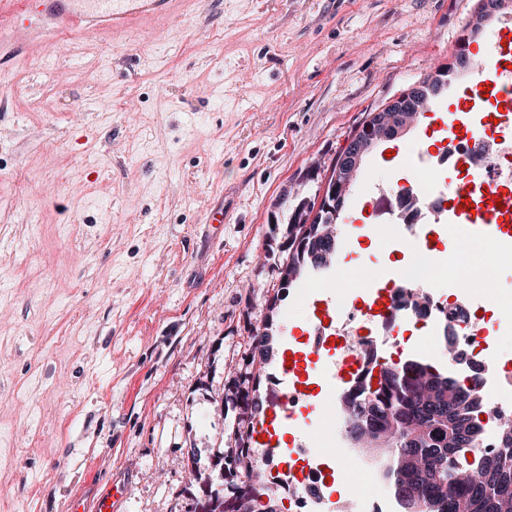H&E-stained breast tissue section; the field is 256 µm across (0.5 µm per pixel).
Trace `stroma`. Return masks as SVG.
Wrapping results in <instances>:
<instances>
[{
  "mask_svg": "<svg viewBox=\"0 0 512 512\" xmlns=\"http://www.w3.org/2000/svg\"><path fill=\"white\" fill-rule=\"evenodd\" d=\"M478 0H175L126 33H74L0 72V512H67L111 480L121 512H195L191 471L221 487L215 455L281 411L221 401L244 379L251 328L276 301L262 375L344 305L354 265L391 266L376 241L399 229L397 197L444 139L437 118L487 73L467 66L427 113L379 146L341 215L344 265L313 272L294 308L279 267L301 205L320 201L368 113L467 41ZM227 205L222 225L208 224ZM282 425L285 445L335 426ZM323 494L358 512L384 490L373 456L348 449Z\"/></svg>",
  "mask_w": 512,
  "mask_h": 512,
  "instance_id": "35a3bbf8",
  "label": "stroma"
}]
</instances>
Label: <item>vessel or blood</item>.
Returning <instances> with one entry per match:
<instances>
[{
	"instance_id": "vessel-or-blood-1",
	"label": "vessel or blood",
	"mask_w": 512,
	"mask_h": 512,
	"mask_svg": "<svg viewBox=\"0 0 512 512\" xmlns=\"http://www.w3.org/2000/svg\"><path fill=\"white\" fill-rule=\"evenodd\" d=\"M171 0H25L21 10L0 17V65L15 67L30 45L60 40L80 30L118 31L147 15L167 13ZM491 96L503 113L512 112V82L490 83L470 91ZM457 209L473 230L512 222V190L489 179L480 198L460 199Z\"/></svg>"
}]
</instances>
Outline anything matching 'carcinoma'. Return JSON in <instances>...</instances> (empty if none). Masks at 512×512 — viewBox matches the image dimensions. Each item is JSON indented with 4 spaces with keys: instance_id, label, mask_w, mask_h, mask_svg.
<instances>
[{
    "instance_id": "cac0c4a2",
    "label": "carcinoma",
    "mask_w": 512,
    "mask_h": 512,
    "mask_svg": "<svg viewBox=\"0 0 512 512\" xmlns=\"http://www.w3.org/2000/svg\"><path fill=\"white\" fill-rule=\"evenodd\" d=\"M336 213L321 214V225L306 229L297 212L288 230V269L294 278L281 282L289 288L303 280L309 251L329 266L341 238L325 234ZM345 434L358 440L387 438L384 476L397 506L414 501L419 512H512V420L498 426L499 447L480 449L485 410L482 393L434 363L417 357L389 364L377 374L367 373L340 396ZM250 434L241 433L235 447L214 460V468L243 471L250 481L231 489L232 512H255L257 493L267 490L254 455ZM473 462L466 463V454ZM207 501L204 512H227L224 494L201 474L191 472Z\"/></svg>"
}]
</instances>
